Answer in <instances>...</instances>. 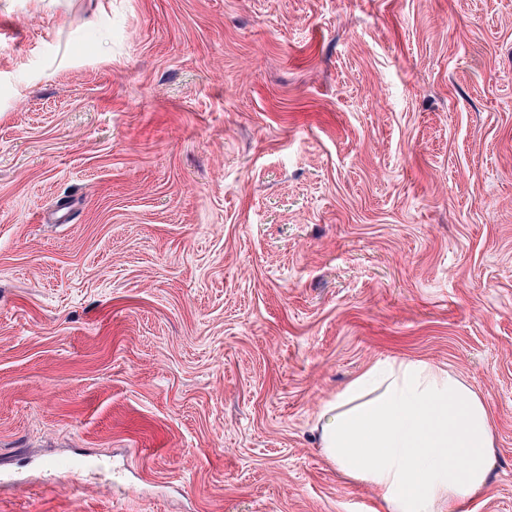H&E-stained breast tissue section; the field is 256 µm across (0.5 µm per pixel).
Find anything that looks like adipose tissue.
<instances>
[{"label": "adipose tissue", "instance_id": "obj_1", "mask_svg": "<svg viewBox=\"0 0 512 512\" xmlns=\"http://www.w3.org/2000/svg\"><path fill=\"white\" fill-rule=\"evenodd\" d=\"M325 459L373 489L384 512H471L495 440L483 395L427 359L370 364L315 421Z\"/></svg>", "mask_w": 512, "mask_h": 512}]
</instances>
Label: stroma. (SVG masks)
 Returning a JSON list of instances; mask_svg holds the SVG:
<instances>
[{
    "instance_id": "1",
    "label": "stroma",
    "mask_w": 512,
    "mask_h": 512,
    "mask_svg": "<svg viewBox=\"0 0 512 512\" xmlns=\"http://www.w3.org/2000/svg\"><path fill=\"white\" fill-rule=\"evenodd\" d=\"M393 357L512 512V0H0V512H366ZM314 430L325 459L385 512H471L493 468L485 397L427 359L370 364L322 405Z\"/></svg>"
}]
</instances>
